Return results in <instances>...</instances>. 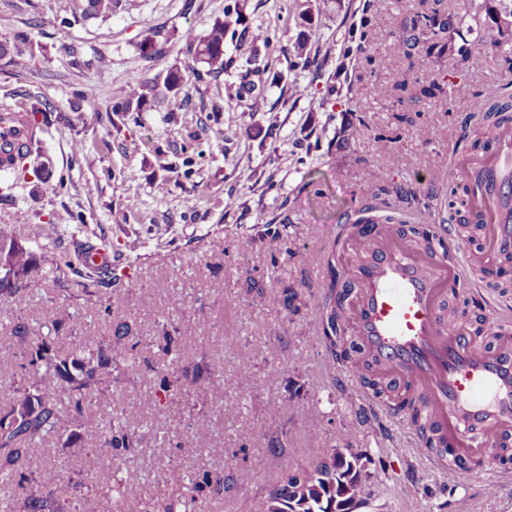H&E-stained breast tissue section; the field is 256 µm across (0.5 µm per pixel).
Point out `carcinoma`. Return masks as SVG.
Instances as JSON below:
<instances>
[{
    "label": "carcinoma",
    "mask_w": 512,
    "mask_h": 512,
    "mask_svg": "<svg viewBox=\"0 0 512 512\" xmlns=\"http://www.w3.org/2000/svg\"><path fill=\"white\" fill-rule=\"evenodd\" d=\"M86 15L108 16L119 5V0H79ZM239 22L238 12L227 8L224 19L215 20L203 34L188 32L183 36L185 48L193 62L202 65L207 75L217 78L224 74L228 61L224 58V38ZM452 28V19L438 12H421L414 16L405 39L407 46L425 48L427 55L441 56L449 50L442 34ZM157 34L145 36L140 44L141 58L152 63L165 53V46L156 40ZM475 114L478 138L473 147L488 145L486 128L493 122L507 118L512 109V96L497 94L480 97ZM112 111L142 112L160 102L173 109L184 108L191 100L190 88L178 68L167 70L130 84L114 96ZM454 215L459 217L462 231L468 239L478 238L482 224L463 216L469 210V200L457 198L450 203ZM369 221L391 222L393 217L378 215L371 206L355 212L341 225V234H353L358 226ZM15 237L0 227V295L11 299H23L29 287L40 275L41 260L23 245H14ZM321 265L325 279L321 285L330 302L323 305L321 323L322 338L331 354L347 355L348 340L341 320V303L351 290V281L339 267L336 243L322 256ZM269 304L275 308L299 314L303 297L294 288H285L278 295L269 296ZM72 314L66 310L50 309L43 322L48 329L45 336H32L27 326L14 327L10 340L25 348L19 372L23 379L13 403L0 415V481L12 494L1 499L4 512H72L70 499L55 496L57 480L45 468L21 469V462L31 463L32 445L51 436L64 434L72 438L84 425L90 412L98 415L100 425L96 439L100 454L83 459V470L97 473L100 456L115 449L132 453L143 446L142 421L145 408L137 403L126 407L121 413L112 414L100 407V398L110 391L112 385L124 381L128 374L142 371L154 381L152 404L164 406L185 387L204 380L208 389L221 385L224 369L207 364L194 370L179 368L178 358L183 342L182 327L162 323L156 336L146 348L154 352L135 360L131 354L141 345L142 339L133 334L126 322L116 325L113 339L90 344L75 336L67 354L56 347L57 334L71 327ZM65 394L67 404L59 406L58 396ZM363 454L350 453L346 448H333L310 467L301 471L288 468L282 471L279 484L268 493L266 512H329L336 497L348 491L351 495L364 494L360 465ZM119 474L115 491L125 494L138 486L142 480L140 471L126 466H115ZM182 486L181 494L165 503L163 512H199L198 497L203 487L212 483L223 485L231 481L244 486L251 482L252 473L235 463L229 464L223 473L185 478L175 473Z\"/></svg>",
    "instance_id": "cac0c4a2"
}]
</instances>
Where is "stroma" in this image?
<instances>
[{"label":"stroma","mask_w":512,"mask_h":512,"mask_svg":"<svg viewBox=\"0 0 512 512\" xmlns=\"http://www.w3.org/2000/svg\"><path fill=\"white\" fill-rule=\"evenodd\" d=\"M125 0L107 18L75 11V0H0V44L27 37L30 46L0 57V111L41 100L44 169L0 178V222L42 258L25 300L0 301V409L17 386L24 350L6 346L15 325L45 334L44 312L64 307L82 339L99 342L125 321L149 339L158 321L185 326L181 364L218 362L224 388L197 399L188 393L149 408L146 444L121 462L144 469L126 495L113 490L103 463L81 473L95 441L86 420L83 444L51 437L37 459L56 468V492L79 499L83 512H132L138 502L161 506L178 495L172 471L223 472L228 461L253 471L248 485L203 500L204 512H265L283 467L308 468L333 447L362 449L371 496L360 512H512V462L464 476L449 474L425 450L410 420L393 439L376 435L361 411L363 383L336 377L321 342L325 232L345 213L373 204L411 224H445L449 188L463 191L464 165L476 158L465 120L475 100L449 103L437 83L467 84L484 94L512 83V38L499 35L501 0ZM236 4L245 36H227L232 68L219 79L198 74L183 51L186 31L204 33ZM458 14L462 40L489 42L485 52L443 58L418 48L404 54L398 39L416 12ZM309 13V12H308ZM167 52L146 65L139 45L150 32ZM309 34L311 65H292L293 44ZM179 67L192 99L174 112H116L111 90ZM250 72L257 94L242 95ZM406 89L379 96L378 85ZM96 101L74 109L88 87ZM364 125L352 138L350 127ZM166 194H158L159 184ZM430 191L428 206L408 205L392 184ZM196 204L184 205L186 196ZM280 238L268 235L269 226ZM255 242L249 272L235 246ZM107 244L114 265L112 308L83 300L65 267L78 244ZM264 285L248 290L246 277ZM303 290L299 314L271 307L269 295ZM252 442H243L247 432ZM179 435L183 447L164 445Z\"/></svg>","instance_id":"35a3bbf8"}]
</instances>
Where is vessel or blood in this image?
I'll list each match as a JSON object with an SVG mask.
<instances>
[{
    "instance_id": "vessel-or-blood-1",
    "label": "vessel or blood",
    "mask_w": 512,
    "mask_h": 512,
    "mask_svg": "<svg viewBox=\"0 0 512 512\" xmlns=\"http://www.w3.org/2000/svg\"><path fill=\"white\" fill-rule=\"evenodd\" d=\"M38 128L22 112L0 113V169L29 146ZM490 137L491 158L471 163L465 177L474 211L485 226L489 258L512 255V125ZM354 297L351 324L368 369L392 382L399 397L415 399L449 472L463 459L492 461L512 439V344L488 350L471 333L441 319L448 290L461 272L452 253L438 245L419 248L395 225L370 224L350 240ZM79 264L101 276L112 268L107 249L80 254ZM370 419L386 426L399 413L385 402H365Z\"/></svg>"
}]
</instances>
